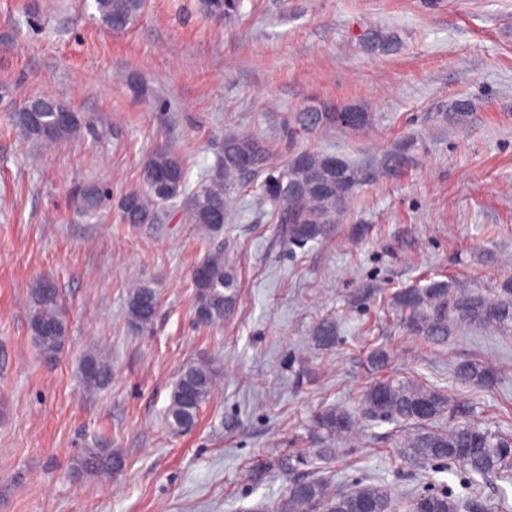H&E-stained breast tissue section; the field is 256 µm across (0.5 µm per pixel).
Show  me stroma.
I'll return each instance as SVG.
<instances>
[{"label":"stroma","mask_w":512,"mask_h":512,"mask_svg":"<svg viewBox=\"0 0 512 512\" xmlns=\"http://www.w3.org/2000/svg\"><path fill=\"white\" fill-rule=\"evenodd\" d=\"M94 13L93 0H0V512H253L317 469L314 419L332 406L354 430L323 475L410 489L395 425L359 411L378 347L390 355L383 376L419 375L447 394L441 426L512 434V334L453 315L447 341L433 342L392 306L432 279L491 296L512 278V0H243L221 19L200 0H147L122 33ZM26 14L34 23L16 28ZM371 30L396 46L367 48ZM36 96L86 125L49 147L28 139L13 116ZM326 101L370 121L297 123ZM230 132L262 139L279 162L336 155L378 176L302 247L273 222L258 180L232 186L221 239L239 299L205 327L194 318L192 272L209 247L198 225L172 204L155 224L115 209L87 218L73 197L87 183L116 201L144 191L143 163L161 146L199 180ZM395 153L406 166L389 167ZM45 278L67 324L51 362L30 328ZM145 283L159 308L136 331L127 300ZM324 319L337 326L327 349L312 339ZM87 354L112 370L94 391L79 380ZM464 360L492 368L496 385L457 383ZM190 362L210 364L216 385L195 425L176 431L166 409ZM88 448L112 449L122 468L78 471Z\"/></svg>","instance_id":"1"}]
</instances>
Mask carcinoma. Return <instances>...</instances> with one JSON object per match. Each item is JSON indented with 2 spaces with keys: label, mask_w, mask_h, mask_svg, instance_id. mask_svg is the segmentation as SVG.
Masks as SVG:
<instances>
[{
  "label": "carcinoma",
  "mask_w": 512,
  "mask_h": 512,
  "mask_svg": "<svg viewBox=\"0 0 512 512\" xmlns=\"http://www.w3.org/2000/svg\"><path fill=\"white\" fill-rule=\"evenodd\" d=\"M146 0H94L97 19L116 32L128 29L142 14ZM239 0H202L203 11L219 17L236 11ZM331 105L307 109L298 116L304 125H341L358 129L369 121L349 123L331 115ZM16 126L29 138L52 144L70 138L82 126V117L71 114L62 123L57 112L19 109ZM254 159V166L244 171L238 161ZM261 179L263 197L278 211L276 219L286 225L287 241L304 246L326 234L327 225L342 214L350 198L374 178L371 169L349 160L341 173L327 165L322 154L312 155L306 169L299 171L292 161L273 165L270 152L258 139L239 133H228L221 145L219 163L211 168L201 183L190 188L189 173L178 155L167 148L153 152L143 164L146 191L133 192L120 199L118 207L127 224H155L160 219L159 206L166 202L180 204V215L188 224H198L213 239L207 255L200 262L205 276L192 280L194 315L197 324L210 326L224 321L238 300V283L232 269L224 264V247L216 243L228 213L226 187L243 177ZM301 181L303 191L291 197L286 183ZM111 201L108 190L88 184L75 197L77 208L87 216L98 214ZM38 310L31 320L34 341L44 358L51 361L63 350L66 324L56 307V290L42 281L35 289ZM397 310L408 326L432 341L448 338V316L458 317L486 328L512 331V280L501 285L498 297L488 300L482 295L457 291L446 281H432L422 288H410L397 294ZM159 300L148 285L134 289L127 302L130 323L138 328L149 327L157 314ZM337 327L331 320L318 323L313 330L317 345L331 347L336 343ZM462 385H480L491 380L492 373L475 361H464L453 369ZM84 387L93 390L105 385L110 377L109 366L95 355H88L79 365ZM214 384V371L206 363H189L182 367L167 407L168 424L175 430L187 429L195 423L202 404ZM427 405V416L416 415V407ZM447 395L413 377L404 379L377 377L361 397L365 417L397 425V453L418 470L434 462L457 465L468 473L470 504L476 505L480 490L490 476L512 483V436L493 431L480 423L459 421L444 429L436 422L448 412ZM353 426L349 412L327 408L316 416L314 449L316 459L327 461L336 454V444L350 434ZM468 448L464 457L458 449ZM122 466L120 456L110 448H89L78 462L85 472H110ZM357 501L364 502L371 512H460L463 500L448 490L395 493L381 484L358 483L350 490H341L322 475L312 473L291 481L271 506L270 512H353Z\"/></svg>",
  "instance_id": "1"
}]
</instances>
